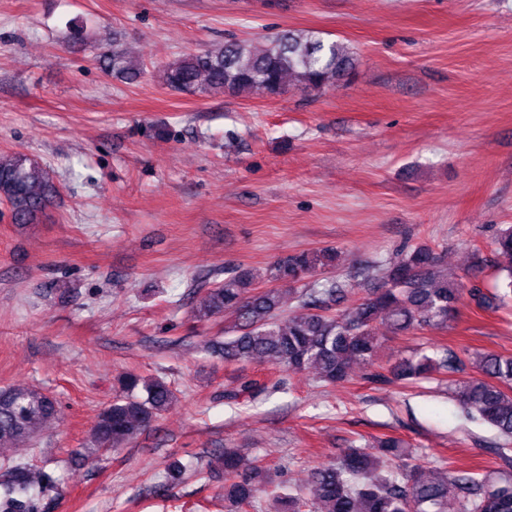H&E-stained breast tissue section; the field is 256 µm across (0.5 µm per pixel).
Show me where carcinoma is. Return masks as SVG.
I'll list each match as a JSON object with an SVG mask.
<instances>
[{
  "label": "carcinoma",
  "mask_w": 512,
  "mask_h": 512,
  "mask_svg": "<svg viewBox=\"0 0 512 512\" xmlns=\"http://www.w3.org/2000/svg\"><path fill=\"white\" fill-rule=\"evenodd\" d=\"M101 58L112 75L128 82L141 75L117 41L101 46ZM355 68L350 48L342 42H324L313 34L284 31L268 39L262 50L246 40L230 39L215 49L189 53L163 66L160 77L169 89L208 96L216 92L236 96L257 93L283 95L288 79L308 89L334 87ZM57 190L46 165L25 154L0 159V202L8 206L15 224H34L46 216ZM336 251L322 249L277 261L263 274L231 269L224 281L208 289L194 309L206 320L228 312L234 316V334L224 339V361L246 364L262 360L284 371L318 370L319 378L335 384L349 379L354 364L371 365L381 347L374 331L378 316L395 332L448 324L463 295L478 304L486 300L479 284L450 280L434 272L436 254L413 250L392 268L386 280L352 311L326 314L342 295L344 284L327 278L298 287L304 275L333 265ZM278 284L258 290L259 281ZM295 294L299 311L286 317L280 310V289ZM472 376L448 386L450 399L462 419L479 421L512 439V356L479 353L462 359L415 354L395 362L392 378L413 381L434 372H462ZM124 395L98 414L93 431L95 452H108L136 439L153 419L174 401L175 392L162 379L128 374L120 380ZM142 390L144 396L137 395ZM57 402L33 386L0 389V452L34 437L41 426L56 418ZM378 453L351 447L338 460L314 469L307 481L309 498L267 481L265 470L239 469L236 451L226 448L215 463L224 469L225 512H242L257 494L265 492L284 512H512V474L497 480L479 479L462 469L436 468L426 477L403 463L409 444L396 437L376 439ZM61 491L60 478L25 466L9 468L0 480V512H44L46 497Z\"/></svg>",
  "instance_id": "cac0c4a2"
}]
</instances>
